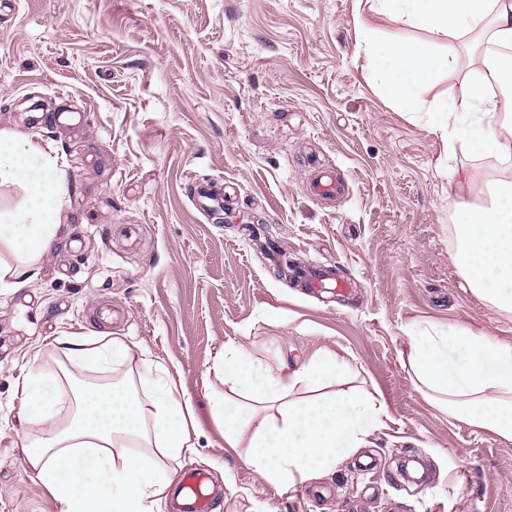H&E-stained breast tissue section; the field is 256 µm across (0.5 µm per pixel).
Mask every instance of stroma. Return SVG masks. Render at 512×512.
Returning <instances> with one entry per match:
<instances>
[{
  "label": "stroma",
  "mask_w": 512,
  "mask_h": 512,
  "mask_svg": "<svg viewBox=\"0 0 512 512\" xmlns=\"http://www.w3.org/2000/svg\"><path fill=\"white\" fill-rule=\"evenodd\" d=\"M356 0H0V128L57 152L68 196L27 286L0 294V512H59L23 463L15 383L45 337H125L178 366L199 430L184 471L217 512H512V443L437 410L411 382L415 328L512 340V312L474 297L451 256L452 172L512 183V166L457 153L385 100L354 57ZM344 183L312 195L308 157ZM231 186L227 222L195 203ZM262 222L344 297L278 276L243 231ZM258 364L343 358L383 400L365 447L282 492L224 448L211 367L225 345ZM422 485L405 483L397 461Z\"/></svg>",
  "instance_id": "35a3bbf8"
}]
</instances>
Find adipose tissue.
<instances>
[{
	"instance_id": "obj_1",
	"label": "adipose tissue",
	"mask_w": 512,
	"mask_h": 512,
	"mask_svg": "<svg viewBox=\"0 0 512 512\" xmlns=\"http://www.w3.org/2000/svg\"><path fill=\"white\" fill-rule=\"evenodd\" d=\"M353 17L355 53L381 90L406 113L428 112V131L456 153L512 160V96L490 93L503 68L499 48H512V0H366ZM428 32L432 44L378 43L372 16ZM494 43L450 99L425 103L421 93L459 58L448 40ZM23 186V206L0 211V243L20 255L0 260V293L35 279V262L53 244L66 197V177L50 145L0 129V182ZM490 203H462L455 227V264L474 296L512 312V185L481 187ZM63 362L23 375L16 388L24 422L40 424L25 438L24 463L59 512H163L181 462L196 446L192 401L179 393L170 370L143 360L135 375H118L132 360L119 336H61L51 343ZM407 362L415 390L441 412L512 442V343L465 327L416 330ZM91 364L107 377L77 381L69 364ZM227 389L212 410L224 426V445L273 486L290 490L331 467L338 450L364 447L379 428L384 405L372 396L328 392L348 370L333 355L298 369H271L239 348L213 363ZM323 388L314 398L302 390Z\"/></svg>"
}]
</instances>
